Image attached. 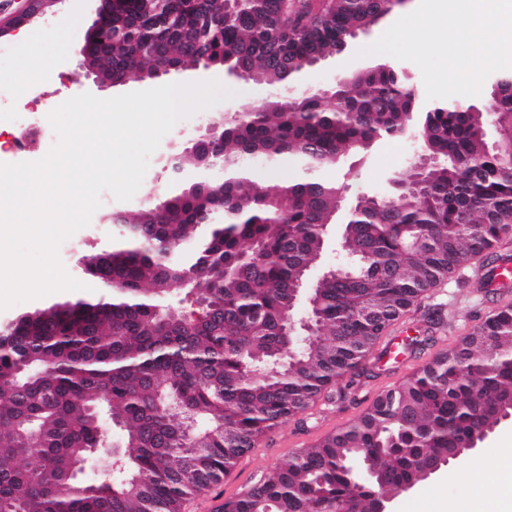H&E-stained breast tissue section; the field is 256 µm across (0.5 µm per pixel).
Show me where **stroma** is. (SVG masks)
<instances>
[{
	"label": "stroma",
	"mask_w": 512,
	"mask_h": 512,
	"mask_svg": "<svg viewBox=\"0 0 512 512\" xmlns=\"http://www.w3.org/2000/svg\"><path fill=\"white\" fill-rule=\"evenodd\" d=\"M407 11L417 16V32L393 52L378 51L377 46L384 40L395 15ZM432 15L429 0H399L392 15L352 40L345 52L303 70L294 77L293 83L303 88H328L352 73L389 64L407 68L413 76V84L421 86L424 97L429 100L461 99L477 110H485L492 97V80L484 78L479 93H471L467 66L470 57L479 53V46L449 49L447 33L430 34L428 23ZM93 19L91 0H66L63 8L46 23L27 25L24 39L13 40L9 54L0 57V83L17 77L25 84L38 87L39 98L30 97L25 101L27 109L36 110L44 97L66 100L88 93L108 99L173 82L197 81L198 75L193 69L172 78L162 76L101 88L92 81L77 79V62L71 50L47 52V41L61 36L67 44L73 42L88 29ZM222 112V105L217 104L181 118L151 154L147 172L134 197L128 201L108 199L95 211L88 226L64 241L59 257L71 277L83 280L80 257L115 233V225L104 224V214L130 212L145 200L159 197L173 177L165 164L174 146L198 135L200 126ZM414 148V141L406 137L381 139L355 157L354 167H328L322 170L321 177L327 181H343L344 197L349 202L364 196L389 195L393 192L390 178L406 167ZM506 260L512 261V238L505 240L492 254L475 259L454 280L430 289L420 306L398 320L380 339L367 362L370 377L362 379L346 400L340 403L318 401L302 416L268 433L218 482L187 496L181 512H211L215 504L246 491L268 468L286 462L299 449L315 444L325 435L355 423L382 391L399 385L437 352L458 343L492 310L512 302V286L497 287L491 283L494 271ZM511 432L512 418L501 421L470 453L442 467L411 490L396 495L389 512H438L440 501H466L472 461H483L485 478L495 479L501 467L500 450Z\"/></svg>",
	"instance_id": "1"
}]
</instances>
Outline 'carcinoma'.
Listing matches in <instances>:
<instances>
[{"mask_svg":"<svg viewBox=\"0 0 512 512\" xmlns=\"http://www.w3.org/2000/svg\"><path fill=\"white\" fill-rule=\"evenodd\" d=\"M125 18L112 64H150L142 16ZM216 0L180 12L165 54L187 68ZM389 11V0H238L224 13L226 70L250 69L269 85L337 52L350 34ZM487 111L502 150L489 146L483 117L441 101L418 128L434 161L405 173L417 184L366 198L345 224L344 273L318 280L316 334L288 337L294 288L320 256L322 227L336 212L339 183L318 178L379 138L403 137L409 88L383 68L338 82L330 95L273 99L219 130L224 181L176 182L161 202L121 215L119 236L82 257L101 292L20 315L0 331V512H181L183 499L227 474L255 442L365 371L377 341L425 293L512 236V74L496 76ZM282 159L301 175L270 194L258 163ZM179 287L190 305L169 301ZM373 308L374 325L360 312ZM466 363L470 377L448 372ZM512 305L490 313L454 348L378 395L336 430L221 512H336L353 500L367 512L376 494L419 479L421 460L446 456L512 410ZM125 429L112 481L75 491L77 464L105 448L106 426ZM386 479L361 487L349 463Z\"/></svg>","mask_w":512,"mask_h":512,"instance_id":"1","label":"carcinoma"}]
</instances>
